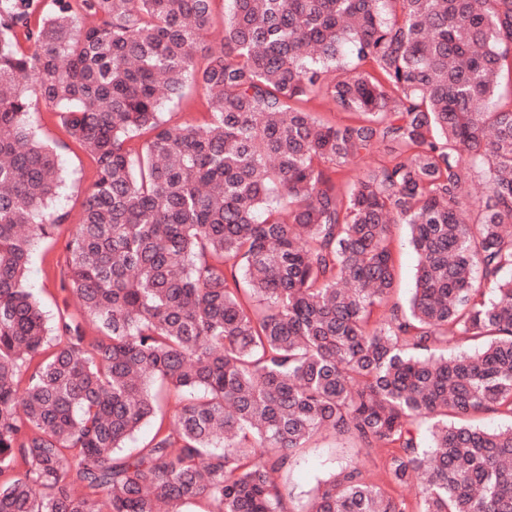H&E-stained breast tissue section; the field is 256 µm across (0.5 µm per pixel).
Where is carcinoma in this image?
<instances>
[{"label": "carcinoma", "mask_w": 512, "mask_h": 512, "mask_svg": "<svg viewBox=\"0 0 512 512\" xmlns=\"http://www.w3.org/2000/svg\"><path fill=\"white\" fill-rule=\"evenodd\" d=\"M212 4L0 0V512H287L278 477L324 430L422 476L417 512H512V425L474 423L512 421V0ZM189 83L208 119L171 125ZM40 100L95 163L51 319L29 264L67 216ZM155 382L179 406L127 453ZM304 512L408 510L349 464ZM393 250L398 264L399 291L405 294L413 288L418 257L401 229L395 231Z\"/></svg>", "instance_id": "carcinoma-1"}]
</instances>
